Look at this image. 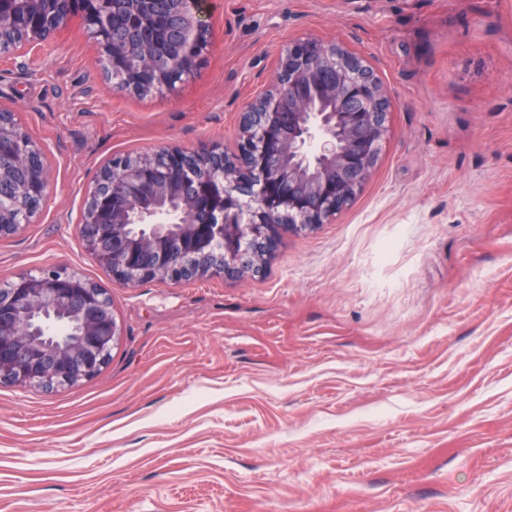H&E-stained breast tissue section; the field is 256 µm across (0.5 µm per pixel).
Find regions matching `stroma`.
I'll list each match as a JSON object with an SVG mask.
<instances>
[{"mask_svg": "<svg viewBox=\"0 0 512 512\" xmlns=\"http://www.w3.org/2000/svg\"><path fill=\"white\" fill-rule=\"evenodd\" d=\"M195 75L139 96L81 14L0 57L41 148L40 214L0 283L101 286L122 334L94 377L0 384V512H512V0H209ZM310 36L362 56L389 131L353 202L283 234L265 274L127 286L85 246L111 157L234 149Z\"/></svg>", "mask_w": 512, "mask_h": 512, "instance_id": "stroma-1", "label": "stroma"}]
</instances>
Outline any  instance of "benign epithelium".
I'll return each mask as SVG.
<instances>
[{
    "label": "benign epithelium",
    "instance_id": "benign-epithelium-1",
    "mask_svg": "<svg viewBox=\"0 0 512 512\" xmlns=\"http://www.w3.org/2000/svg\"><path fill=\"white\" fill-rule=\"evenodd\" d=\"M206 0H0V54L30 52L79 12L117 88L162 94L208 46ZM389 100L365 61L310 36L240 120L235 150L161 147L106 163L87 196L86 247L127 285L235 278L282 232L330 222L367 180ZM0 197L44 202L38 145L0 114ZM122 336L106 292L67 269L0 284V382L59 388L95 376Z\"/></svg>",
    "mask_w": 512,
    "mask_h": 512
}]
</instances>
